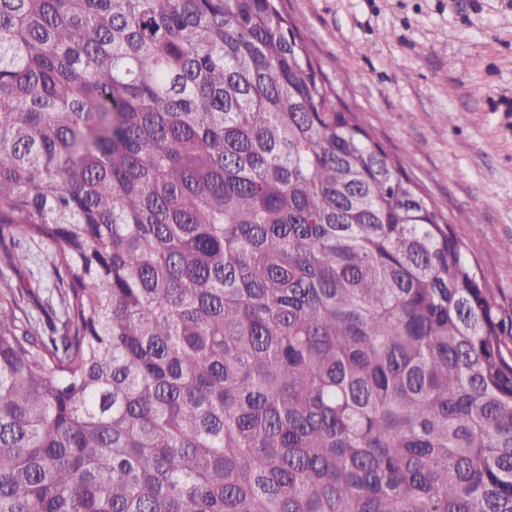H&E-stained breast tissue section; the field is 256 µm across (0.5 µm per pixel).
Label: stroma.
I'll list each match as a JSON object with an SVG mask.
<instances>
[{"instance_id":"obj_1","label":"stroma","mask_w":512,"mask_h":512,"mask_svg":"<svg viewBox=\"0 0 512 512\" xmlns=\"http://www.w3.org/2000/svg\"><path fill=\"white\" fill-rule=\"evenodd\" d=\"M342 101L512 314V0H284Z\"/></svg>"}]
</instances>
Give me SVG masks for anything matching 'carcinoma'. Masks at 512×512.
Returning <instances> with one entry per match:
<instances>
[{
    "label": "carcinoma",
    "instance_id": "obj_1",
    "mask_svg": "<svg viewBox=\"0 0 512 512\" xmlns=\"http://www.w3.org/2000/svg\"><path fill=\"white\" fill-rule=\"evenodd\" d=\"M486 283L282 0H0V512H512Z\"/></svg>",
    "mask_w": 512,
    "mask_h": 512
}]
</instances>
